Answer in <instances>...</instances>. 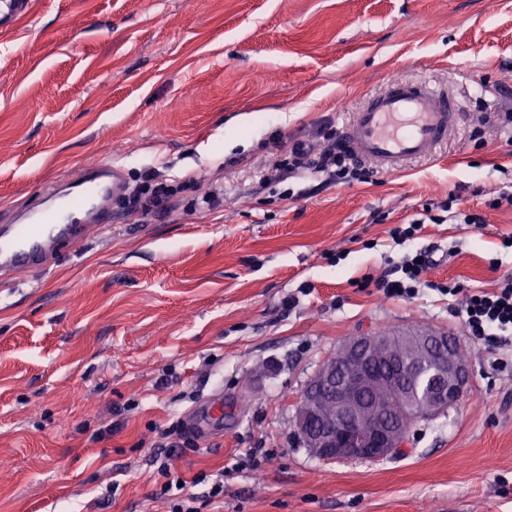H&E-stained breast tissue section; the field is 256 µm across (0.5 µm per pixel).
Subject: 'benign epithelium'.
<instances>
[{
	"label": "benign epithelium",
	"mask_w": 512,
	"mask_h": 512,
	"mask_svg": "<svg viewBox=\"0 0 512 512\" xmlns=\"http://www.w3.org/2000/svg\"><path fill=\"white\" fill-rule=\"evenodd\" d=\"M420 343L419 361L399 354L401 342ZM445 331L413 329L400 335L371 333L342 344L305 389L293 422L295 433L317 458L379 460L406 447L405 415L390 409L385 393L406 398L419 419L457 404L468 383V366L455 355ZM334 407L331 416L323 405Z\"/></svg>",
	"instance_id": "1"
}]
</instances>
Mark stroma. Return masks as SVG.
Here are the masks:
<instances>
[{"label": "stroma", "instance_id": "stroma-1", "mask_svg": "<svg viewBox=\"0 0 512 512\" xmlns=\"http://www.w3.org/2000/svg\"><path fill=\"white\" fill-rule=\"evenodd\" d=\"M31 2L0 31V218L95 159L176 192L143 222L117 200L80 250L0 279V512H170L154 447L211 397L221 418L172 451L186 494L224 479L202 512H512V344L468 336L427 285L365 284L422 248L427 284L512 271V208L490 206L512 189V0ZM393 78L461 100L433 156L365 182L272 173L279 145L322 150ZM447 201L484 223L392 241ZM422 328L459 339L460 402L404 455L313 456L293 419L322 364Z\"/></svg>", "mask_w": 512, "mask_h": 512}]
</instances>
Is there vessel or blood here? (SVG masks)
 <instances>
[{
  "label": "vessel or blood",
  "mask_w": 512,
  "mask_h": 512,
  "mask_svg": "<svg viewBox=\"0 0 512 512\" xmlns=\"http://www.w3.org/2000/svg\"><path fill=\"white\" fill-rule=\"evenodd\" d=\"M31 0H0V29H12L30 10ZM461 108L449 92L425 83L390 80L386 90L356 112L342 132L340 145L358 161L393 172L413 158L427 156L458 122ZM125 190L121 165H83L68 184L56 209H31L25 222L0 225V274L35 275L48 269L56 246L83 244L87 229L77 222L82 212L111 223L108 199Z\"/></svg>",
  "instance_id": "obj_1"
}]
</instances>
